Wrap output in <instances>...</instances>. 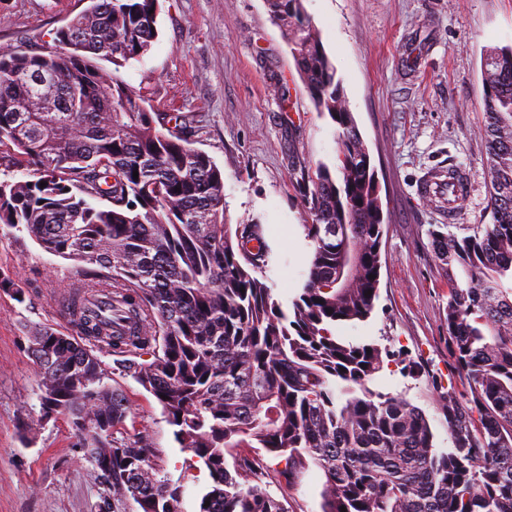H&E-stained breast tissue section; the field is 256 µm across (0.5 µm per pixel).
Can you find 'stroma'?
Instances as JSON below:
<instances>
[{
  "label": "stroma",
  "mask_w": 512,
  "mask_h": 512,
  "mask_svg": "<svg viewBox=\"0 0 512 512\" xmlns=\"http://www.w3.org/2000/svg\"><path fill=\"white\" fill-rule=\"evenodd\" d=\"M336 68L379 187L384 219L379 297L370 316L336 333L375 344L391 357L369 384L421 409L434 445H453L445 400H466L468 378L456 363L445 306L448 278L427 235L441 223L417 196L438 167H456L466 190L463 225L493 221L484 123L482 60L512 46V0H303ZM88 0H0V50L41 52ZM158 37L141 61L103 62L157 115L180 112L194 148L224 172L229 224L258 222L271 250L274 296L290 304L307 278L312 218L296 171L335 165L336 126L314 109L265 0H159ZM290 90L282 100L281 87ZM0 272L26 292L0 290V512H112L100 474L83 459L68 420L44 418L28 325L73 335L62 299L84 272L46 252L26 232L0 229ZM130 411L128 440H147L162 476L183 489L186 512H199L211 489L206 467L176 440L157 399L115 356L104 358ZM263 459L268 491L288 512H321L325 476L309 467L287 482L283 459Z\"/></svg>",
  "instance_id": "stroma-1"
}]
</instances>
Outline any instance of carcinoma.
Listing matches in <instances>:
<instances>
[{
	"instance_id": "1",
	"label": "carcinoma",
	"mask_w": 512,
	"mask_h": 512,
	"mask_svg": "<svg viewBox=\"0 0 512 512\" xmlns=\"http://www.w3.org/2000/svg\"><path fill=\"white\" fill-rule=\"evenodd\" d=\"M56 32L66 51L0 53V147L28 176L0 181V226L84 268L66 311L76 336L29 328L44 415H62L101 471L112 512H183L148 443L115 445L129 412L101 356L161 404L213 486L200 512H288L265 489L255 442L293 480L323 470L322 512H512V48L483 62L493 224L428 230L448 275L446 317L466 404L446 403L453 447L439 450L424 413L373 392L376 345L345 342L343 322L378 299L383 215L370 157L336 68L303 0H265L317 112L338 126L337 172L300 169L312 215L308 278L287 307L263 276L261 225L224 217V173L181 130L158 128L122 81L96 64L141 60L158 36V0H88ZM138 178H133V172ZM46 183L40 187V183ZM108 201L98 207L91 199ZM372 294H367V291ZM149 355L143 362L138 358ZM112 449V467L101 454Z\"/></svg>"
}]
</instances>
